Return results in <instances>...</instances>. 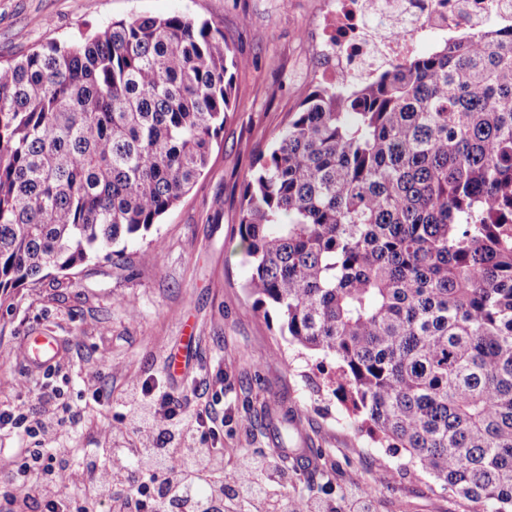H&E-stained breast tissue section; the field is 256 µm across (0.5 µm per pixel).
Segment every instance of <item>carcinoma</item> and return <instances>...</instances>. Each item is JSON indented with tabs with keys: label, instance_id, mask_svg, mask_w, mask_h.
Returning a JSON list of instances; mask_svg holds the SVG:
<instances>
[{
	"label": "carcinoma",
	"instance_id": "obj_1",
	"mask_svg": "<svg viewBox=\"0 0 512 512\" xmlns=\"http://www.w3.org/2000/svg\"><path fill=\"white\" fill-rule=\"evenodd\" d=\"M242 61L141 16L0 64V304L144 234L196 183ZM255 307L333 356L405 470L512 512V26L310 91L242 183Z\"/></svg>",
	"mask_w": 512,
	"mask_h": 512
}]
</instances>
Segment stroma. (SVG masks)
<instances>
[{"label":"stroma","mask_w":512,"mask_h":512,"mask_svg":"<svg viewBox=\"0 0 512 512\" xmlns=\"http://www.w3.org/2000/svg\"><path fill=\"white\" fill-rule=\"evenodd\" d=\"M324 10L325 0H0V63L112 21L172 14L219 27L245 61L204 174L160 223L120 242L118 257L98 252L0 307V408L40 412L31 389L56 368L55 407L64 423L55 446L96 449L107 465L111 449L138 441L128 424L131 381H149L192 409L213 402L205 382L220 377L223 398L214 404L224 415L225 467L265 458L286 473L260 503L225 492L223 512H288L294 499L322 512H355L356 487L384 471L395 479L379 488L371 512H492L401 468L400 455L379 447L336 397L335 358L290 343L277 313L255 309L247 290L241 184L289 113L325 81L330 62L316 49ZM147 250L156 253L149 264L141 259ZM30 336L60 339L49 364L26 362ZM181 348L190 361L175 379L167 357ZM107 424L113 433L104 432Z\"/></svg>","instance_id":"obj_1"}]
</instances>
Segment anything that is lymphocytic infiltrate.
I'll return each instance as SVG.
<instances>
[{"mask_svg": "<svg viewBox=\"0 0 512 512\" xmlns=\"http://www.w3.org/2000/svg\"><path fill=\"white\" fill-rule=\"evenodd\" d=\"M154 388L149 383H132L128 400L134 406L131 421L140 435L136 448L117 449L112 454L115 462H122L124 456L142 459L150 472L164 476L165 499L159 500L147 493L144 485H137L132 497L121 500L110 497L112 470L89 460V472L82 485L81 493L91 503H106L108 512H127L135 507L136 512H163L166 500L196 501V512H213L212 498H199L197 482L214 466H221V485L237 491L238 495L251 500H262L266 495L268 481L280 477L277 467L267 466L264 478L247 474L245 467L224 468V453L217 448H184L180 442L184 435L200 432L210 438L216 436L218 423L207 408L188 410L178 398L165 394L153 398ZM55 392H42L40 400L44 408L36 417H30L9 408H0V430L23 431L28 435L55 436L59 422L50 409ZM63 475L65 483H73L76 472L67 453L25 452L19 466H0V484H20L22 492L12 504L15 512H72L70 498L62 496L59 485L46 483L45 475Z\"/></svg>", "mask_w": 512, "mask_h": 512, "instance_id": "obj_1", "label": "lymphocytic infiltrate"}]
</instances>
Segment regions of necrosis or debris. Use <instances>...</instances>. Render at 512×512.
<instances>
[{"label":"necrosis or debris","instance_id":"1","mask_svg":"<svg viewBox=\"0 0 512 512\" xmlns=\"http://www.w3.org/2000/svg\"><path fill=\"white\" fill-rule=\"evenodd\" d=\"M327 16L322 52L333 61L329 80L345 85L409 57L424 32L512 23V0H329Z\"/></svg>","mask_w":512,"mask_h":512}]
</instances>
